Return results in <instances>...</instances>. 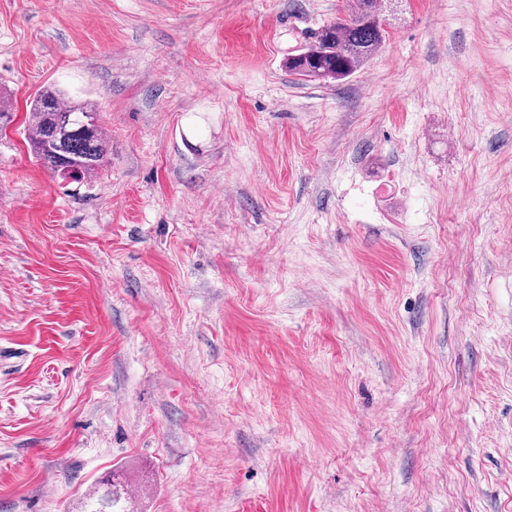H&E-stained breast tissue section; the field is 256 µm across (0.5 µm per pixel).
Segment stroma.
Segmentation results:
<instances>
[{"label": "stroma", "mask_w": 512, "mask_h": 512, "mask_svg": "<svg viewBox=\"0 0 512 512\" xmlns=\"http://www.w3.org/2000/svg\"><path fill=\"white\" fill-rule=\"evenodd\" d=\"M0 0V512H512V0ZM94 177L37 162L44 87ZM346 18L323 26L314 40L288 59V71L299 76L342 80L353 75L383 46L387 30L379 0H357ZM26 132L37 161L62 179L93 176L107 157L108 136L98 109L55 88L33 99ZM105 489L100 495L93 494L83 501L79 512H134L132 494L125 489V481L120 472L112 471V479L107 478L102 483Z\"/></svg>", "instance_id": "35a3bbf8"}]
</instances>
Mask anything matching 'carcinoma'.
I'll return each mask as SVG.
<instances>
[{
	"mask_svg": "<svg viewBox=\"0 0 512 512\" xmlns=\"http://www.w3.org/2000/svg\"><path fill=\"white\" fill-rule=\"evenodd\" d=\"M379 0H357L351 15L315 33L314 40L288 59V71L299 76L342 80L353 75L383 46L387 30ZM101 115L92 105L76 103L54 88L41 91L29 110L26 140L37 161L62 179H84L98 173L108 152ZM105 489L91 494L81 512H134L132 494L117 471Z\"/></svg>",
	"mask_w": 512,
	"mask_h": 512,
	"instance_id": "cac0c4a2",
	"label": "carcinoma"
}]
</instances>
